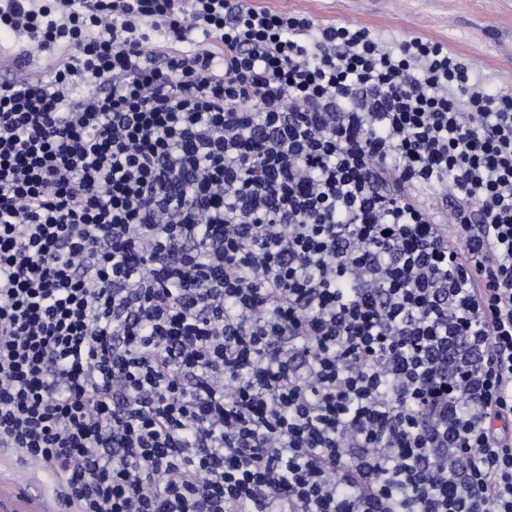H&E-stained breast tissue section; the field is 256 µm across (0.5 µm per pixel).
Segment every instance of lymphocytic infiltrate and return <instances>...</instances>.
<instances>
[{"mask_svg": "<svg viewBox=\"0 0 512 512\" xmlns=\"http://www.w3.org/2000/svg\"><path fill=\"white\" fill-rule=\"evenodd\" d=\"M0 32L1 456L61 512H512L511 92L249 0ZM21 72L24 70L16 65L14 38L3 35L2 39L0 37V78L11 77Z\"/></svg>", "mask_w": 512, "mask_h": 512, "instance_id": "lymphocytic-infiltrate-1", "label": "lymphocytic infiltrate"}]
</instances>
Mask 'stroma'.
<instances>
[{"instance_id":"1","label":"stroma","mask_w":512,"mask_h":512,"mask_svg":"<svg viewBox=\"0 0 512 512\" xmlns=\"http://www.w3.org/2000/svg\"><path fill=\"white\" fill-rule=\"evenodd\" d=\"M314 21L366 26L394 40L418 35L462 54L495 86L512 88V0H255ZM56 492L32 465L0 460V512H57Z\"/></svg>"}]
</instances>
